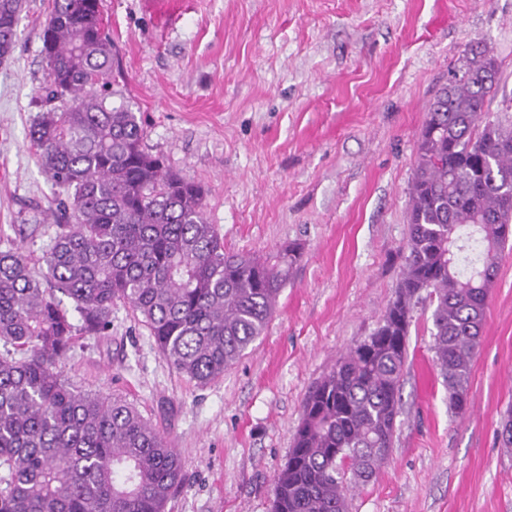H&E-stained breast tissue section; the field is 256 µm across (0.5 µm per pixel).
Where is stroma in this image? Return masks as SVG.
Here are the masks:
<instances>
[{"label": "stroma", "mask_w": 512, "mask_h": 512, "mask_svg": "<svg viewBox=\"0 0 512 512\" xmlns=\"http://www.w3.org/2000/svg\"><path fill=\"white\" fill-rule=\"evenodd\" d=\"M52 0H24L0 61V248L37 276L58 188L29 130L48 104L39 33ZM116 51L107 101L138 113L144 145L205 191L230 252L272 262L291 246L268 326L199 386L160 356L128 305L104 336H76L62 369L126 397L172 441L185 480L166 512H271L309 392L379 326L404 265L408 190L431 104L475 46L498 60L491 118L512 127V0H101ZM431 309L408 337L392 451L350 512H512V253L489 292L465 415L431 349Z\"/></svg>", "instance_id": "obj_1"}]
</instances>
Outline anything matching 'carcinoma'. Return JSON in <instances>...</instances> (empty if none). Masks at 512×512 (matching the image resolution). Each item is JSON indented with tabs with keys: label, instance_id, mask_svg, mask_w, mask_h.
Segmentation results:
<instances>
[{
	"label": "carcinoma",
	"instance_id": "carcinoma-1",
	"mask_svg": "<svg viewBox=\"0 0 512 512\" xmlns=\"http://www.w3.org/2000/svg\"><path fill=\"white\" fill-rule=\"evenodd\" d=\"M23 0H0V59ZM55 106L30 142L63 190L48 277L0 249V512H165L184 462L122 396L83 392L59 363L76 331L101 336L126 303L166 363L204 386L266 329L297 248L274 264L224 251L203 190L144 148L147 131L98 88L114 55L99 0H53L40 31ZM496 58L470 49L435 97L417 144L405 266L370 342L352 348L305 399L272 512H349V492L387 460L401 410L417 305L431 313L448 410L469 407L489 290L512 236V130L482 119Z\"/></svg>",
	"mask_w": 512,
	"mask_h": 512
}]
</instances>
